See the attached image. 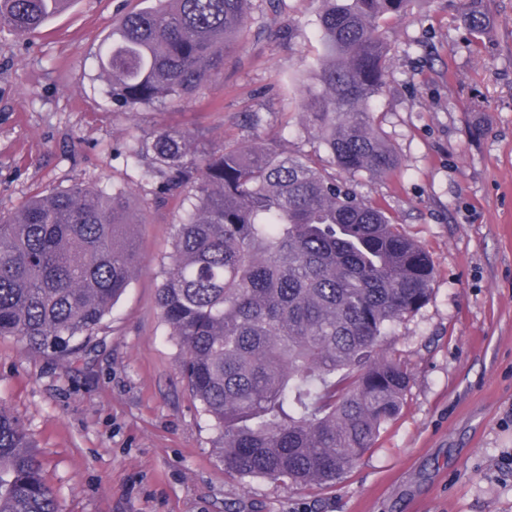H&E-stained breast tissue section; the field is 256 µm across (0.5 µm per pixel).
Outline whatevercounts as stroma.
Wrapping results in <instances>:
<instances>
[{
    "label": "stroma",
    "mask_w": 512,
    "mask_h": 512,
    "mask_svg": "<svg viewBox=\"0 0 512 512\" xmlns=\"http://www.w3.org/2000/svg\"><path fill=\"white\" fill-rule=\"evenodd\" d=\"M137 0H71L42 30L0 33V212L77 184L124 188L141 216L143 267L106 318L101 345L60 359L0 337V401L24 424L59 512H512V0H410L382 21L390 46L374 122L398 160L351 178L429 255V301L386 349L409 377L401 414L329 487L225 473L217 432L181 379L157 305L175 202L157 204L123 146L156 128L212 146L260 137L327 150L302 120L322 54V0H253L224 72L179 105L115 110L98 52ZM265 117L260 133L242 124Z\"/></svg>",
    "instance_id": "obj_1"
}]
</instances>
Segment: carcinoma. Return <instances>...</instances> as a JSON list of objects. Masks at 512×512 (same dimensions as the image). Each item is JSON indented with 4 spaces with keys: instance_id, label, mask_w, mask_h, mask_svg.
Here are the masks:
<instances>
[{
    "instance_id": "obj_1",
    "label": "carcinoma",
    "mask_w": 512,
    "mask_h": 512,
    "mask_svg": "<svg viewBox=\"0 0 512 512\" xmlns=\"http://www.w3.org/2000/svg\"><path fill=\"white\" fill-rule=\"evenodd\" d=\"M68 0H0V32L43 28ZM323 54L302 113L347 176L398 167L372 120L385 84L380 21L409 0H323ZM471 0L470 34L487 16ZM251 0H149L100 54L124 112L190 99L224 70ZM155 200L178 198L157 303L182 378L218 433L229 475L326 485L350 472L401 412L409 377L382 350L429 300L433 267L377 202L321 160L272 144L200 145L160 128L124 146ZM127 191L74 185L0 214V337L60 357L98 347L142 268ZM0 512H59L24 425L0 402Z\"/></svg>"
}]
</instances>
